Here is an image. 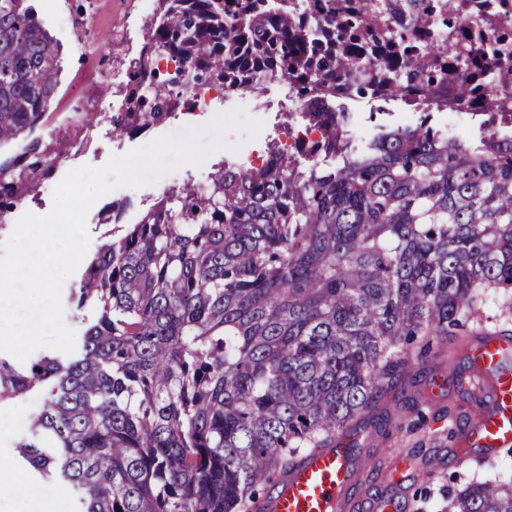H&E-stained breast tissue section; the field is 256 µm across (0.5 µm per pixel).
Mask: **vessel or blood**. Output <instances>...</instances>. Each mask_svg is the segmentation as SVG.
<instances>
[{
    "label": "vessel or blood",
    "mask_w": 512,
    "mask_h": 512,
    "mask_svg": "<svg viewBox=\"0 0 512 512\" xmlns=\"http://www.w3.org/2000/svg\"><path fill=\"white\" fill-rule=\"evenodd\" d=\"M464 351L482 405L466 421L451 453L459 465L512 446V372L501 367L503 359L512 356V336L497 331L475 336ZM356 476L345 439H337L330 448L304 456L294 470L278 478L259 503V512H346Z\"/></svg>",
    "instance_id": "1"
}]
</instances>
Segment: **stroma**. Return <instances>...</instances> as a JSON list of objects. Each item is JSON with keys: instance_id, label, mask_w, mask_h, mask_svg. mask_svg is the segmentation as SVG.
I'll list each match as a JSON object with an SVG mask.
<instances>
[{"instance_id": "stroma-1", "label": "stroma", "mask_w": 512, "mask_h": 512, "mask_svg": "<svg viewBox=\"0 0 512 512\" xmlns=\"http://www.w3.org/2000/svg\"><path fill=\"white\" fill-rule=\"evenodd\" d=\"M149 15L142 11L139 0H112V28L98 35V48H106L112 38L121 36L126 28L145 31ZM190 120L178 118L138 134L109 135L106 124L94 126V141L90 146L76 145L66 149L62 162L53 175L61 181L72 169L90 165H105L111 156L150 145L156 140L190 127ZM223 150H215L201 163H185L162 175L155 182L138 189L118 188L98 199L86 213V229L90 246L97 244L112 230L111 225L98 221L99 212L111 208L113 202L127 203L130 219H137L142 212V200L160 195L174 183L193 180L205 182L212 165L223 157ZM470 364L463 353L450 359L430 355L417 361L411 370L404 397L433 391L434 381H441L440 391L425 408L426 417L415 428H397L388 422L383 408H376L352 426L351 437L356 438L357 463L362 478L350 491L351 503L382 495L400 494L405 499V512H439L445 503L450 486L463 484L496 473L512 476V447L502 448L493 456L490 465H471L458 469L448 462L452 447V433L458 432L461 423L475 408L478 397L469 384ZM37 400L27 402L7 401L0 404V448H13L17 438L25 434L28 418L37 408ZM406 457L412 465V474L400 489H393L386 480V473L399 457Z\"/></svg>"}]
</instances>
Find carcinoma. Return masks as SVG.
I'll use <instances>...</instances> for the list:
<instances>
[{
    "label": "carcinoma",
    "instance_id": "cac0c4a2",
    "mask_svg": "<svg viewBox=\"0 0 512 512\" xmlns=\"http://www.w3.org/2000/svg\"><path fill=\"white\" fill-rule=\"evenodd\" d=\"M147 39L101 93L144 132L173 86L236 94L278 83L283 125L319 127L268 160L215 164L165 190L99 246L70 299L95 317L65 357L0 358V401L37 395L12 461L66 488L76 512H251L303 455L328 448L405 385L407 367L477 336L480 301L512 294V0H156ZM186 70L145 79L159 56ZM61 47L28 0H0V213L33 195L61 137L33 136L59 92ZM402 98L409 126L350 149L336 91ZM469 109L444 138L432 107ZM423 405L390 414L396 426ZM444 512H512V480L476 479Z\"/></svg>",
    "mask_w": 512,
    "mask_h": 512
}]
</instances>
